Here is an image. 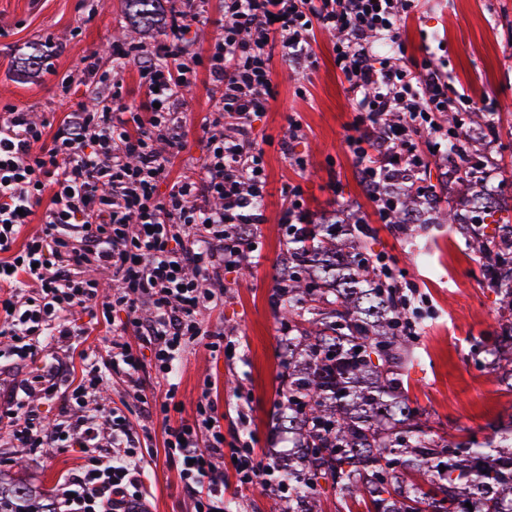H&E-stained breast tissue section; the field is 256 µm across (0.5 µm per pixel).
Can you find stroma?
I'll return each instance as SVG.
<instances>
[{"mask_svg": "<svg viewBox=\"0 0 512 512\" xmlns=\"http://www.w3.org/2000/svg\"><path fill=\"white\" fill-rule=\"evenodd\" d=\"M161 39L157 29L132 31L125 0H0V113L18 106L61 120L83 99L66 90L65 80L85 55L97 52L108 65L112 46L150 47ZM402 39L409 68L419 69L431 59L447 72L451 99L470 96L460 134L481 140L478 151L463 158H449L444 150L431 154L427 180L441 202L461 209L483 235L495 236L500 226L512 225V0H415ZM33 43L41 46L43 57L21 72V59ZM310 49L317 65L307 72L282 52L273 55L274 97L249 133L267 172L266 193L257 206L261 221L251 227L257 258L227 275L223 305L203 313L209 330H233L230 346L212 353L198 345L184 354L176 398L166 415L153 417L150 446L158 455L145 463L141 476L150 512L190 510L179 467L162 452V427L194 421L202 396H210L223 413L225 440H237L241 450L264 464L286 447L271 438L284 334L272 297L288 240L281 217L292 187L301 191L306 221L318 223L338 211L357 213L368 233L367 248L385 254L399 281L414 285L411 302L421 307L424 321L417 358L407 371L409 396L430 414L435 432L447 439L488 436L499 414L512 407V384L481 371L471 354L476 347L492 348L504 318L469 237L456 224H415L406 232L379 219L360 181L361 163L348 147L355 134L354 102L336 69L330 37L316 33ZM215 94L202 73L182 100L180 143L171 156L169 179L158 187L160 196L202 162V119ZM293 118L301 120L303 135L292 142L288 123ZM299 157L304 166L296 165ZM462 169L476 171L482 206L459 196ZM82 322L85 335L56 350L74 378L81 375L82 351L106 350L112 338L105 321L86 315ZM0 456L7 460L1 475L57 496L85 462L81 449L49 448L36 454L17 447L7 433H0ZM279 482L275 474L268 487L246 486L232 466H225L224 512H239L243 501L248 512H283Z\"/></svg>", "mask_w": 512, "mask_h": 512, "instance_id": "1", "label": "stroma"}]
</instances>
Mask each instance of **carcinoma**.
Wrapping results in <instances>:
<instances>
[{"mask_svg": "<svg viewBox=\"0 0 512 512\" xmlns=\"http://www.w3.org/2000/svg\"><path fill=\"white\" fill-rule=\"evenodd\" d=\"M132 23L158 24L161 0H125ZM417 197L403 188L394 216L410 224ZM337 224H297L276 305L282 338L278 428L294 438L279 465L288 512H322L321 482L345 512H512V413L484 442L434 438L429 416L409 405L404 370L416 339L402 332L407 298L380 274L360 237ZM474 253L500 308L512 316V254L474 236ZM479 367L512 380V323ZM445 471H440V467ZM32 490L0 481V512H31ZM471 504L472 508L465 507Z\"/></svg>", "mask_w": 512, "mask_h": 512, "instance_id": "carcinoma-1", "label": "carcinoma"}]
</instances>
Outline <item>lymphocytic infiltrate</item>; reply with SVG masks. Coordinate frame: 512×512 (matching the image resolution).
<instances>
[{
  "label": "lymphocytic infiltrate",
  "instance_id": "f902f5d3",
  "mask_svg": "<svg viewBox=\"0 0 512 512\" xmlns=\"http://www.w3.org/2000/svg\"><path fill=\"white\" fill-rule=\"evenodd\" d=\"M414 0H224V35L208 58L189 49L202 24L195 0H172L163 41L154 51L135 47L146 102L132 112L117 102L122 66L103 69L97 54L81 60L72 82L98 94L94 107H79L57 125L22 108L0 118V337L9 339L16 363L31 359L38 344L67 343L81 330L71 313L82 308L119 315L107 355H85L79 381L63 382V366L10 385L0 403V425L31 450L81 448L88 462L68 480L52 512H112L134 507L145 455L142 439L121 409L86 408L93 393L119 379L128 394L150 404L145 364L169 376L207 330L203 311L224 301V276L244 268L252 242L246 234L259 216L265 166L249 131L273 97L274 48L302 69L313 67L310 36H332L334 60L353 96L348 145L363 161V179L383 223L398 202L392 184L412 183L428 165L418 135L433 146L458 141L436 120L449 111L448 79L433 63L425 74L402 58L378 56L385 40L400 44L402 21ZM205 71L217 90L203 127L205 160L195 178L158 186L169 173L164 147H175L184 115L177 103ZM40 229L23 236L32 216ZM112 275L109 297L99 295V272ZM133 332L137 344L124 338ZM61 395L62 411L46 423L29 402ZM165 454L177 458L193 512H219L224 502L221 458L234 459L245 485H266L262 461L225 446L214 406L199 418L164 430Z\"/></svg>",
  "mask_w": 512,
  "mask_h": 512
}]
</instances>
